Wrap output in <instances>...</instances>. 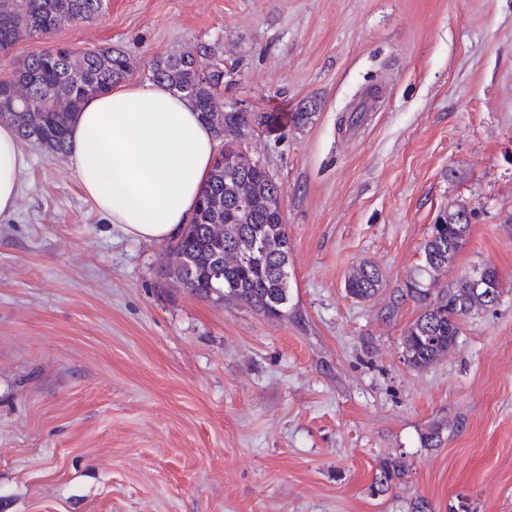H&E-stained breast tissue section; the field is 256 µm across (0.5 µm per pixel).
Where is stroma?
Returning a JSON list of instances; mask_svg holds the SVG:
<instances>
[{
  "label": "stroma",
  "instance_id": "35a3bbf8",
  "mask_svg": "<svg viewBox=\"0 0 512 512\" xmlns=\"http://www.w3.org/2000/svg\"><path fill=\"white\" fill-rule=\"evenodd\" d=\"M54 45L121 50L142 83L197 50L225 110L271 113L242 147L283 187L288 317L165 278L167 243L123 235L24 142L0 220V512H512V0H106L20 40L0 79ZM457 200L475 217L447 278L494 267L500 300L415 370L421 305L384 313ZM363 261L368 302L345 291ZM388 457L407 474L379 494ZM383 287L379 269L363 262L353 269L345 282L347 294L359 301H367L376 296Z\"/></svg>",
  "mask_w": 512,
  "mask_h": 512
}]
</instances>
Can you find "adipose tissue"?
<instances>
[{
    "label": "adipose tissue",
    "mask_w": 512,
    "mask_h": 512,
    "mask_svg": "<svg viewBox=\"0 0 512 512\" xmlns=\"http://www.w3.org/2000/svg\"><path fill=\"white\" fill-rule=\"evenodd\" d=\"M217 150L192 103L160 83L122 82L89 99L69 132L84 193L136 241L176 237L194 213ZM21 139L0 124V219L20 195Z\"/></svg>",
    "instance_id": "adipose-tissue-1"
}]
</instances>
